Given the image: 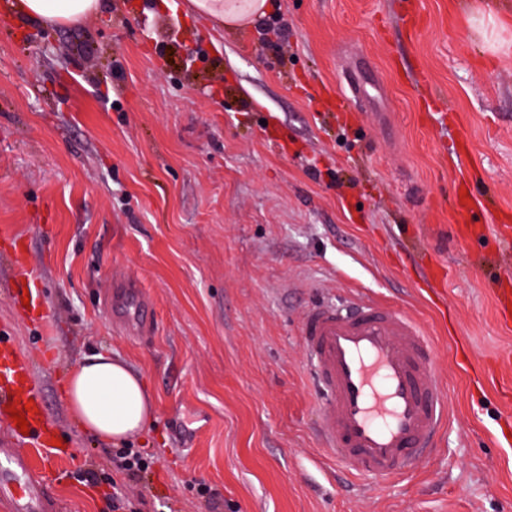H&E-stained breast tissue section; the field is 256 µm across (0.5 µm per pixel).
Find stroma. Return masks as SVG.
Segmentation results:
<instances>
[{"label":"stroma","mask_w":512,"mask_h":512,"mask_svg":"<svg viewBox=\"0 0 512 512\" xmlns=\"http://www.w3.org/2000/svg\"><path fill=\"white\" fill-rule=\"evenodd\" d=\"M510 227L512 0H272L232 27L186 0L50 29L0 10V333L56 426L22 449L55 512H113L125 481L63 396L104 350L155 399L141 512H512ZM116 273L149 340L104 307ZM356 294L440 364L448 424L405 477L336 472L314 436L301 317Z\"/></svg>","instance_id":"1"}]
</instances>
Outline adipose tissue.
Instances as JSON below:
<instances>
[{"label": "adipose tissue", "mask_w": 512, "mask_h": 512, "mask_svg": "<svg viewBox=\"0 0 512 512\" xmlns=\"http://www.w3.org/2000/svg\"><path fill=\"white\" fill-rule=\"evenodd\" d=\"M189 5L196 15L229 24L254 21L270 8L268 0H251L244 11L225 7L224 0H189ZM100 9V0H17L15 7L20 16L56 27L80 23ZM64 394L83 430L118 446L144 431L155 417L154 398L143 378L106 351L70 371Z\"/></svg>", "instance_id": "1"}]
</instances>
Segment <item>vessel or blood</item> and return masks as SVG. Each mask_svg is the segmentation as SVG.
I'll use <instances>...</instances> for the list:
<instances>
[{
    "label": "vessel or blood",
    "instance_id": "1",
    "mask_svg": "<svg viewBox=\"0 0 512 512\" xmlns=\"http://www.w3.org/2000/svg\"><path fill=\"white\" fill-rule=\"evenodd\" d=\"M126 302L125 289L109 293L113 318L136 336H151L150 303L141 295L134 307ZM300 334L321 399L316 434L325 458L356 475L390 479L431 452L448 409L435 352L410 314L359 297L344 307L316 300L304 312ZM8 408L25 410L29 431L13 430L11 442L0 445V497L12 512H51L47 484L32 476L15 446L25 437L49 442L51 424L25 359L0 341V414Z\"/></svg>",
    "mask_w": 512,
    "mask_h": 512
}]
</instances>
